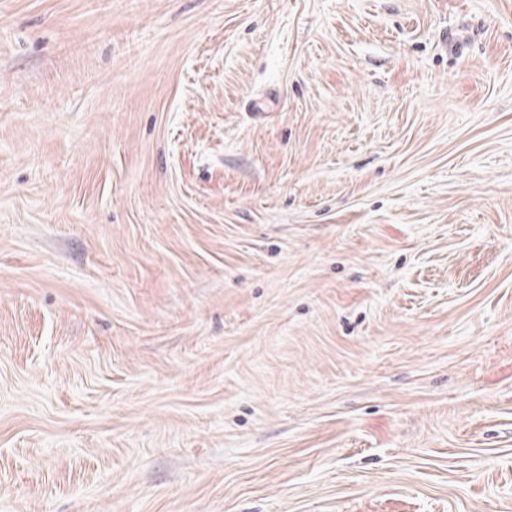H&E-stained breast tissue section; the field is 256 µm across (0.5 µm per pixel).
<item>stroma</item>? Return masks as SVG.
<instances>
[{
  "instance_id": "35a3bbf8",
  "label": "stroma",
  "mask_w": 512,
  "mask_h": 512,
  "mask_svg": "<svg viewBox=\"0 0 512 512\" xmlns=\"http://www.w3.org/2000/svg\"><path fill=\"white\" fill-rule=\"evenodd\" d=\"M0 512H512V0H0Z\"/></svg>"
}]
</instances>
